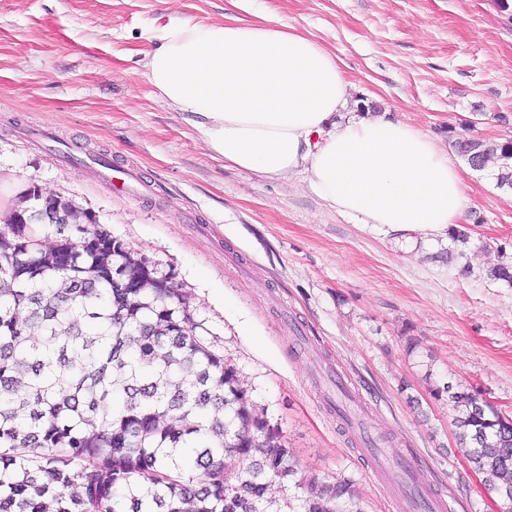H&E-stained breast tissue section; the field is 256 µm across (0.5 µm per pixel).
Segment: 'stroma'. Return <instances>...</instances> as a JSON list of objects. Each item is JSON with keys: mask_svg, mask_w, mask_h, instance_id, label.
I'll list each match as a JSON object with an SVG mask.
<instances>
[{"mask_svg": "<svg viewBox=\"0 0 512 512\" xmlns=\"http://www.w3.org/2000/svg\"><path fill=\"white\" fill-rule=\"evenodd\" d=\"M270 14L335 54L362 105L447 139H512V8L495 0H0V225L31 186L74 201L172 276L301 466L348 479L366 512H401L370 478L344 406L383 455L416 458L452 512H498L433 388L512 416V190L463 176L470 242L406 240L328 209L305 185L225 163L155 94L141 59L175 17ZM112 172L131 171L127 192ZM468 275H461L463 266Z\"/></svg>", "mask_w": 512, "mask_h": 512, "instance_id": "stroma-1", "label": "stroma"}]
</instances>
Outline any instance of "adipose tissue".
Returning <instances> with one entry per match:
<instances>
[{
    "label": "adipose tissue",
    "mask_w": 512,
    "mask_h": 512,
    "mask_svg": "<svg viewBox=\"0 0 512 512\" xmlns=\"http://www.w3.org/2000/svg\"><path fill=\"white\" fill-rule=\"evenodd\" d=\"M142 66L158 97L239 169L296 180L337 213L425 243L466 223L454 156L375 112L343 117L352 83L336 55L269 18L191 17L153 32Z\"/></svg>",
    "instance_id": "1"
}]
</instances>
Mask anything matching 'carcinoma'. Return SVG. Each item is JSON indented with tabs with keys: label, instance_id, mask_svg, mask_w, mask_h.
I'll return each mask as SVG.
<instances>
[{
	"label": "carcinoma",
	"instance_id": "carcinoma-1",
	"mask_svg": "<svg viewBox=\"0 0 512 512\" xmlns=\"http://www.w3.org/2000/svg\"><path fill=\"white\" fill-rule=\"evenodd\" d=\"M448 141L512 190L511 139ZM53 204L89 244L50 242L15 210L0 225V512H365L349 483L300 466L171 277ZM115 270L138 287H113ZM489 276L512 283V261ZM444 393L463 456L512 512V418ZM289 481L303 496L273 495Z\"/></svg>",
	"mask_w": 512,
	"mask_h": 512
}]
</instances>
